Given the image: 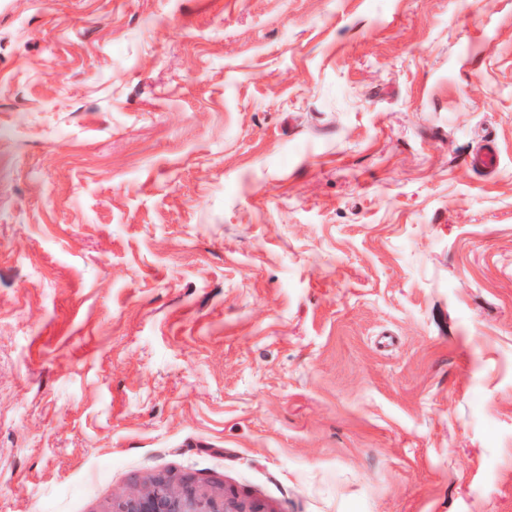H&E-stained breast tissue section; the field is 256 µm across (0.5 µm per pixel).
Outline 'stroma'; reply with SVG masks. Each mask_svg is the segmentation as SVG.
Here are the masks:
<instances>
[{
  "label": "stroma",
  "mask_w": 512,
  "mask_h": 512,
  "mask_svg": "<svg viewBox=\"0 0 512 512\" xmlns=\"http://www.w3.org/2000/svg\"><path fill=\"white\" fill-rule=\"evenodd\" d=\"M159 475L512 512V0H0V512Z\"/></svg>",
  "instance_id": "stroma-1"
}]
</instances>
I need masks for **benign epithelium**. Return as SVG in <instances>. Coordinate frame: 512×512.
Wrapping results in <instances>:
<instances>
[{
    "label": "benign epithelium",
    "mask_w": 512,
    "mask_h": 512,
    "mask_svg": "<svg viewBox=\"0 0 512 512\" xmlns=\"http://www.w3.org/2000/svg\"><path fill=\"white\" fill-rule=\"evenodd\" d=\"M113 512H248L242 504L197 489L184 481L174 484L166 477L152 478L143 489L120 500Z\"/></svg>",
    "instance_id": "7a95c632"
}]
</instances>
